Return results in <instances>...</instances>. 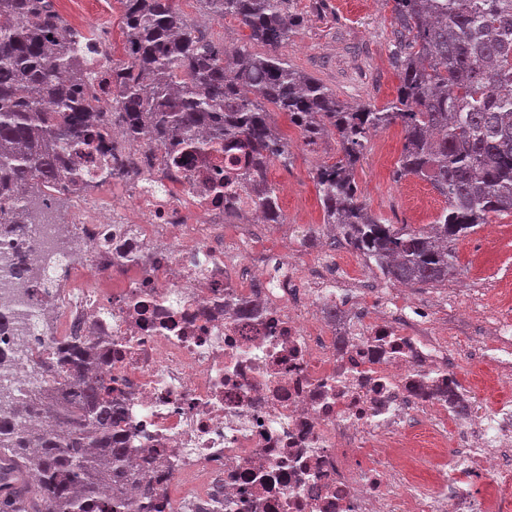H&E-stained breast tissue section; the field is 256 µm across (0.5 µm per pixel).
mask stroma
Here are the masks:
<instances>
[{"instance_id": "obj_1", "label": "stroma", "mask_w": 512, "mask_h": 512, "mask_svg": "<svg viewBox=\"0 0 512 512\" xmlns=\"http://www.w3.org/2000/svg\"><path fill=\"white\" fill-rule=\"evenodd\" d=\"M289 8L303 19L281 48L291 65L321 79L351 103L380 107L396 97L399 77L389 55L393 18L385 0H290ZM272 118L292 152L288 166L274 164L268 170L272 185L285 182L293 188L280 202L286 223L265 228L277 244L287 236L289 225L322 223L315 164L334 161L338 144L332 136L306 144L287 116L276 111ZM403 142L400 125L380 129L356 167L355 181L369 208L388 223L421 227L432 223L444 200L428 180L395 179ZM492 222L494 231L480 226L452 242L456 275L445 285L415 289L418 300L478 289L492 307L512 293V215L493 217Z\"/></svg>"}]
</instances>
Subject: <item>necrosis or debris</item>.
I'll return each mask as SVG.
<instances>
[{
  "instance_id": "1",
  "label": "necrosis or debris",
  "mask_w": 512,
  "mask_h": 512,
  "mask_svg": "<svg viewBox=\"0 0 512 512\" xmlns=\"http://www.w3.org/2000/svg\"><path fill=\"white\" fill-rule=\"evenodd\" d=\"M111 82L93 63L85 92L111 121L81 161L97 194L0 233V376L15 396L50 379L65 343L97 342L91 372L125 414L140 482L183 512H512V406L483 388L512 376V324L487 320L468 387L454 329L407 288L351 295L319 258L270 283L268 238L224 221L233 205L259 216L246 182L227 201L210 156L184 170L171 142H129ZM49 258L62 273L46 292ZM328 304L341 320L322 319Z\"/></svg>"
}]
</instances>
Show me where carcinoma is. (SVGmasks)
I'll return each instance as SVG.
<instances>
[{"label": "carcinoma", "instance_id": "cac0c4a2", "mask_svg": "<svg viewBox=\"0 0 512 512\" xmlns=\"http://www.w3.org/2000/svg\"><path fill=\"white\" fill-rule=\"evenodd\" d=\"M127 60H111L112 104L135 143L180 142L172 162L224 153V163L264 174L290 164L286 139L265 105L288 116L308 143L337 136L336 160L315 176L323 223L382 275L436 287L456 271L449 243L512 214V0H386L398 25L390 60L400 86L378 108L353 105L324 82L288 64L279 47L301 26L289 0H198L213 20L232 17L249 41L214 43L176 0H122ZM53 0H0V226L17 232L26 198L80 186L63 151L94 149L109 132L100 101L81 91L89 75L81 43ZM267 47L264 54L250 43ZM399 124L404 143L396 175L422 177L446 206L424 227L385 223L361 198L354 177L370 138ZM256 204L285 223L266 179ZM101 357L94 344L69 347L67 383L26 401L0 394V512H155V494L128 495L136 481L124 442L114 436L123 413L112 389L87 372ZM52 421L30 429L32 408Z\"/></svg>", "mask_w": 512, "mask_h": 512}]
</instances>
